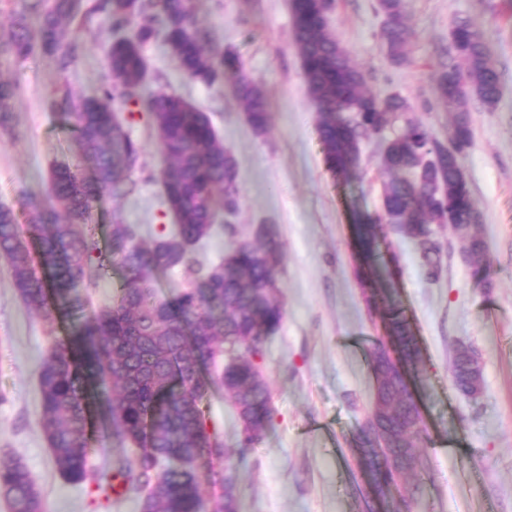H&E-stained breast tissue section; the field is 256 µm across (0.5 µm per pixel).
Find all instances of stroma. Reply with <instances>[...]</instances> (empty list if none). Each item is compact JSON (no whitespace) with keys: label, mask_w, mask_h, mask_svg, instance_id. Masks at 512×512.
Instances as JSON below:
<instances>
[{"label":"stroma","mask_w":512,"mask_h":512,"mask_svg":"<svg viewBox=\"0 0 512 512\" xmlns=\"http://www.w3.org/2000/svg\"><path fill=\"white\" fill-rule=\"evenodd\" d=\"M199 23L234 50L246 74L267 92L270 127L256 135L231 84L210 88L185 76L159 42L144 52L149 86L174 91L207 112L235 156L241 203L221 216L194 251L198 265L218 264L232 246L271 225L284 257L278 270L285 308L280 328L257 364L271 391L272 423L241 465V512H359L368 489L356 463L371 411L374 379L368 351L384 334L370 316L364 290L389 289V301L415 330L420 372L409 390L425 415L414 444L421 475L399 479L401 512H512V0H404L410 61L391 66L380 40L378 0H336L332 30L378 97H405L433 135L448 139L452 116L438 100L435 74L452 24L467 20L487 43L501 74L494 107L468 104L472 139L463 169L487 243L489 282L476 283L461 235L441 226L435 238L442 270L429 278L420 251L384 226L381 259L366 265L354 212L374 211L386 178L380 146H363L355 177L334 174L321 149L316 107L310 100L292 40L290 0H193ZM110 19L99 13L75 20L67 40L81 47L76 65L60 77L52 59L37 55L0 60V77L17 87L11 131L0 135V203L14 206L21 191L44 192L51 166L83 167L75 135L47 102L61 81L80 94L110 85ZM128 128L143 146L134 173L137 193L107 198L95 223L135 224L144 241L173 225L157 180L161 158L146 115ZM49 324L18 298L0 259V458L20 455L41 492L45 512H137L135 502L113 508L90 485L58 473L40 425L36 369ZM469 345L481 366L477 398L458 394L451 363Z\"/></svg>","instance_id":"obj_1"}]
</instances>
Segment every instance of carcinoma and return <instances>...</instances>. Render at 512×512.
Listing matches in <instances>:
<instances>
[{"label":"carcinoma","mask_w":512,"mask_h":512,"mask_svg":"<svg viewBox=\"0 0 512 512\" xmlns=\"http://www.w3.org/2000/svg\"><path fill=\"white\" fill-rule=\"evenodd\" d=\"M384 15L380 38L393 66L408 60L403 0H378ZM334 0H293V42L301 59L306 89L317 109V130L329 167L356 171L364 141L387 132L379 163L389 175L381 209L358 216L366 256L374 254L379 224L386 214L405 223L395 230L416 243L429 274L441 267L433 225L448 214L468 230L476 204L462 166L471 142L468 101L494 106L500 73L483 37L458 20L449 33L448 59L436 79L439 99L455 112L451 138L444 142L410 116L399 95L381 100L331 28ZM37 12L38 25L28 22ZM111 19L107 65L113 84L100 97H84L63 83L48 101L75 133L90 175L65 163L52 166L49 191L21 193L18 207L0 205V255L18 297L27 308L53 321L54 309L83 312L89 304L92 271L102 275L117 264L123 271L112 304L92 312L70 334L50 336L37 370L40 423L57 470L72 484H90L112 504L134 500L139 512H239L240 462L244 449L264 436L271 421L270 391L253 358L279 328L284 309L276 299L281 251L274 233L261 227L257 242L235 245L222 261L196 266L191 248L208 238L223 212H235L241 195L237 162L224 147L206 112L163 90L142 92L147 74L143 46L163 41L188 77L208 86L231 81L247 123L264 134L270 116L263 87L248 76L237 57L218 44L194 16L191 0H23L10 24L0 27V58L26 59L43 53L64 76L77 58V45L65 40L63 25L97 13ZM16 86L0 79V128H8ZM149 114L163 164L158 178L163 201L176 216L170 232L149 244L132 224H114L106 247L98 242L93 210L103 198L132 195V178L143 152L119 113ZM31 224L33 244L20 231L19 214ZM471 277H486L482 237L467 238ZM184 268L185 283L167 295L155 274ZM407 368L421 362V349L408 322L377 296L368 300ZM482 370L472 349L459 345L452 359V382L468 397L479 390ZM112 384L105 415L108 443L126 452L110 455L93 448L90 435L93 383ZM235 407L240 433L235 447L208 428L205 404L217 394ZM408 388L386 381L374 415L388 452L366 457L361 469L379 491L364 497V512H374L393 496L399 477L422 461L412 438L423 417L407 400ZM101 463L90 464L92 452ZM222 463L211 484L221 492L205 495L201 466ZM0 497L9 512H44L41 494L22 458L0 459Z\"/></svg>","instance_id":"carcinoma-1"}]
</instances>
